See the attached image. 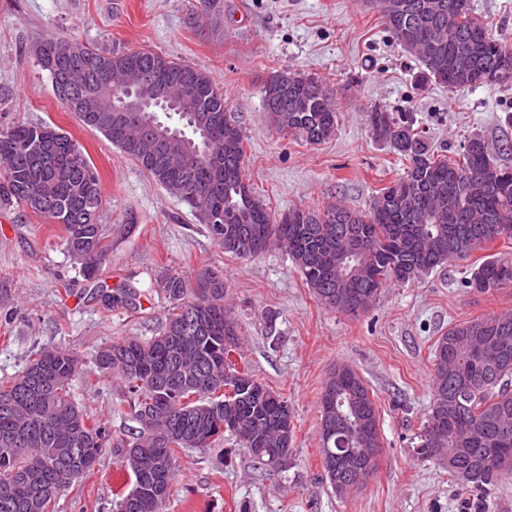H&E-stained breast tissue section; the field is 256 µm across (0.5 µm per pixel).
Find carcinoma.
I'll return each instance as SVG.
<instances>
[{
	"mask_svg": "<svg viewBox=\"0 0 512 512\" xmlns=\"http://www.w3.org/2000/svg\"><path fill=\"white\" fill-rule=\"evenodd\" d=\"M221 0L191 4L188 22L200 26L221 12ZM383 23L393 39L423 66L422 80L450 89L479 86L477 78L492 74L490 87L512 85V42L496 35L476 17L470 0H377ZM62 39L39 43L35 52L48 72L55 95L94 127L76 107V99L96 92L106 77L122 79L128 71L155 77L182 63L151 50L116 52L80 45L75 56H61ZM195 86L191 112L229 113L232 125H219L211 150L224 155L222 171L203 161L160 174L128 143H114L152 179L198 212L220 207L224 226L251 238L250 257L277 243L300 270L315 298L335 290L336 260L350 236L368 246L351 261L346 288L358 307L367 309L389 284L413 281L454 260H466L497 240V228L512 236V166L500 163L476 134L452 160L431 145L426 132L414 128L405 114L379 104L366 109L371 131L383 128L384 143L408 161L401 176L381 189L370 209L343 204L321 210L293 208L292 221L278 223L252 192L227 174L244 170L245 137L224 101V92L205 72L187 67ZM288 85L276 100L262 98L276 132L319 144L335 134L337 104L318 78L288 73ZM46 124L17 123L0 130V204H22L61 226L70 255L87 281L99 274L92 250L108 252L106 225L100 223L101 187L96 169L64 133L52 144L55 161L41 165L35 157ZM212 269L200 271L191 284L177 274L160 283L171 304L165 326L149 339L128 337L97 351L96 368L119 375L139 424L131 441H116L112 432L90 422L71 399V381L80 358L63 348H44L35 363L46 365L38 379L25 370L0 383V512H55L65 489L90 468L80 459L97 461L109 447L124 449V463L137 484L119 501L117 512H163L176 474L177 452L204 448L235 435L259 468L281 470L290 447L279 427L288 400L257 381L248 367H238L230 354L240 351V327L224 306V279L211 281ZM466 286L494 293L512 286V256L493 255L471 273ZM332 389L342 415L320 408V453L333 433L357 430V447H381L376 407L366 383L347 364H338L323 390ZM422 430L433 447L449 457L448 472L464 487L483 489L498 483L511 467L512 452V316L488 315L448 328L434 345L432 399ZM36 451L40 462L29 463ZM324 475L338 492L341 480L376 462L353 458L336 464L328 455Z\"/></svg>",
	"mask_w": 512,
	"mask_h": 512,
	"instance_id": "1",
	"label": "carcinoma"
}]
</instances>
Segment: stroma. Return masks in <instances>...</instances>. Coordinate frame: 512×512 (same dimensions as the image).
<instances>
[{
  "instance_id": "1",
  "label": "stroma",
  "mask_w": 512,
  "mask_h": 512,
  "mask_svg": "<svg viewBox=\"0 0 512 512\" xmlns=\"http://www.w3.org/2000/svg\"><path fill=\"white\" fill-rule=\"evenodd\" d=\"M190 2L0 0V129L46 123L68 134L99 174L101 221L112 227V251L92 284L58 225L22 205L0 207V381L20 374L40 349H69L84 363L71 387L77 405L113 435L137 433L124 382L100 373L94 357L122 338L162 330L166 275L192 281L217 269L245 362L291 407V455L267 475L231 435L182 450L164 512H512V476L477 492L449 474L447 457L424 461L412 452L432 398L435 341L452 325L512 312V287L481 294L464 285L484 252L381 289L359 315L326 307L284 248L254 258L225 253L190 208L56 98L34 48L51 38L145 48L208 73L246 135V181L275 214L332 202L365 210L402 173L399 155L370 130L365 109L374 104L412 114L449 156L479 134L512 165V154L500 151L512 141V87L420 83L421 64L393 41L372 0H224L223 13L201 28L187 22ZM281 70L327 84L340 107L334 136L308 145L270 126L261 87ZM98 284L136 294L110 309L91 296ZM340 363L367 384L382 443L373 477L350 494L326 481L319 445V398ZM132 482L120 455L106 451L58 497L56 512H116Z\"/></svg>"
}]
</instances>
